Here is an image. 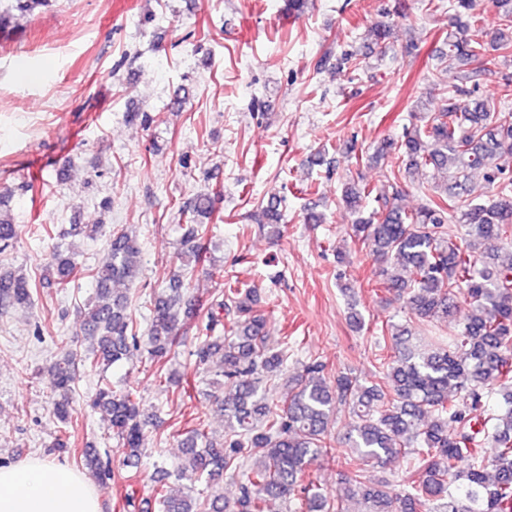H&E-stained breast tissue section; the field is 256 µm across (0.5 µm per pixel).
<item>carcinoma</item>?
<instances>
[{"label": "carcinoma", "mask_w": 512, "mask_h": 512, "mask_svg": "<svg viewBox=\"0 0 512 512\" xmlns=\"http://www.w3.org/2000/svg\"><path fill=\"white\" fill-rule=\"evenodd\" d=\"M49 0H13L0 13V35L9 33L12 11L31 14ZM471 0H448V63L469 66L460 83L448 86L431 76L441 106L425 124L404 128L397 139L378 142L373 158L389 159L386 184L377 189L348 182L342 202L358 215L354 236L379 263L373 292L388 293L404 303L410 318L448 328V339L423 345L407 324L390 325L391 342L382 347L380 382L370 386L341 373L332 381L317 360L302 372L288 375V351L269 342L267 318L255 309L254 291L226 288L211 301L196 324L197 365L222 353L212 380L214 401L224 416V440H211L201 419H193L168 434L180 438L186 458L177 466L180 477L207 479L206 490L175 493L166 484L154 489L159 512H226L219 480L242 472L235 512H267L279 499L285 512H348L347 503L363 504L359 512H512V178L504 158L512 157V75L498 76L500 107L478 94L485 43L466 36L478 21H462ZM499 23L491 36L502 57L512 56V0H496ZM367 49L383 55L389 49L388 29L370 30ZM448 174L443 191L428 195L416 210L401 204L402 180L418 167ZM479 171L487 191L474 194L470 173ZM377 207L364 213L366 203ZM214 197L199 195L182 203L184 221L178 256L194 265L207 261L208 225ZM263 226L280 234V199L262 206ZM17 225L0 215V254L11 251ZM106 264L88 269L95 284L81 320L91 346L77 349L59 340L62 352L50 366L55 393L53 413L60 423L55 448L69 444L76 408L72 393L82 371L105 370L142 347L150 346L152 377L158 385L170 380V352L180 346L181 322L191 318L195 300L185 288L194 265L182 264L169 286L154 292L147 337L139 336L129 297L112 288L140 277L142 249L127 227L112 230ZM68 250H56L38 281L21 271L0 268V310L32 303L37 286L67 288L78 273ZM467 304L459 319L458 299ZM284 381L288 392L270 401L267 383ZM498 394L503 404L491 408ZM136 387L122 391L103 383L93 408L109 423L112 435L129 448L134 466L146 441L148 420L140 409ZM352 414L345 437L352 448L340 472V490L327 492L305 481L314 461L335 460L331 421L338 405ZM409 461L410 477L397 492L374 477L373 469L395 460ZM83 465L99 486L111 480V470L94 450ZM465 489L456 495L453 485Z\"/></svg>", "instance_id": "obj_1"}]
</instances>
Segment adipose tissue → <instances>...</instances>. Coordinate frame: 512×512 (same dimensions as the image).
<instances>
[{
    "instance_id": "1",
    "label": "adipose tissue",
    "mask_w": 512,
    "mask_h": 512,
    "mask_svg": "<svg viewBox=\"0 0 512 512\" xmlns=\"http://www.w3.org/2000/svg\"><path fill=\"white\" fill-rule=\"evenodd\" d=\"M0 512H99V501L81 474L32 459L0 467Z\"/></svg>"
}]
</instances>
